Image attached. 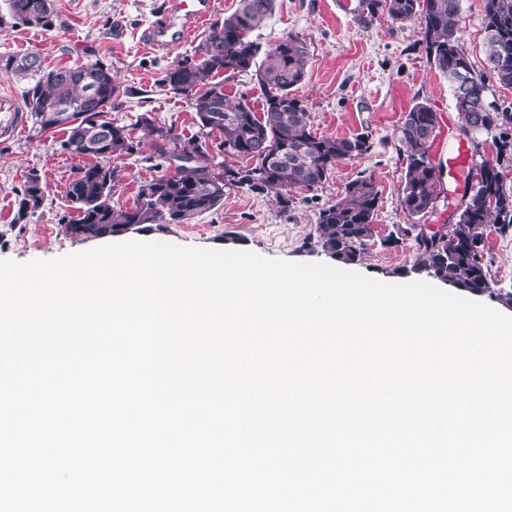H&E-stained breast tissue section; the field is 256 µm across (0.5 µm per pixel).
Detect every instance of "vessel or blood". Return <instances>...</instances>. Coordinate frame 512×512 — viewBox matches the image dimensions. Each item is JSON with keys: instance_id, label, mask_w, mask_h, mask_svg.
<instances>
[{"instance_id": "b4317fda", "label": "vessel or blood", "mask_w": 512, "mask_h": 512, "mask_svg": "<svg viewBox=\"0 0 512 512\" xmlns=\"http://www.w3.org/2000/svg\"><path fill=\"white\" fill-rule=\"evenodd\" d=\"M216 0H170L169 8L149 30L153 44L176 48L196 28L208 23ZM24 124V111L15 98H0V133L14 134Z\"/></svg>"}]
</instances>
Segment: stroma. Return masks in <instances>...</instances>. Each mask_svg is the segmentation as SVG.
I'll list each match as a JSON object with an SVG mask.
<instances>
[{"mask_svg":"<svg viewBox=\"0 0 512 512\" xmlns=\"http://www.w3.org/2000/svg\"><path fill=\"white\" fill-rule=\"evenodd\" d=\"M167 0H53L57 20L48 30L13 23L6 0H0V93L21 95L23 86L6 70L8 59L34 53L44 66H80L94 61L109 65L124 93L114 99L105 119L127 126L137 150L111 159L117 172L112 184L115 206H132L141 185L175 168L158 156L154 137L143 130L140 117L173 129L183 139H202V161L216 171L247 166L248 158L219 151V134L203 136L185 96L174 93L161 79L165 70L193 56L208 35V27L192 33L173 50L159 49L147 40L149 28L161 16ZM484 0H461L462 41L474 66L483 64ZM418 22L392 23L386 14L361 17L344 9L343 0H275L272 15L252 33L263 47L293 34L305 40L310 62L296 95L304 101L313 131L324 137L368 136L367 154L339 163L322 186L301 190L288 207L274 197L244 188L224 192L219 208L183 224H150L123 234V241H162L205 249L249 250L268 259L324 263L328 257L312 250L316 215L336 202L348 182L372 176L380 190L374 216L376 234L352 271L391 284L417 280L413 267L417 247L413 237L392 242L398 228L410 219L399 203L406 170V153L398 127L416 102L437 113L440 133L433 143L435 162L447 164L458 149L470 152L471 162L496 157L492 137L482 136L479 152L460 131L447 79L428 61ZM61 129L39 132L33 120L15 136L0 134V259L17 262L48 260L105 245L102 237L68 236L59 219L68 213L66 185L87 157L63 152ZM37 173L44 198L36 210H21L20 188L29 173ZM484 261L491 291L483 303L506 315L512 304L501 293L512 292V233L488 227Z\"/></svg>","mask_w":512,"mask_h":512,"instance_id":"35a3bbf8","label":"stroma"}]
</instances>
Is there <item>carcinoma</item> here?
Returning a JSON list of instances; mask_svg holds the SVG:
<instances>
[{
  "label": "carcinoma",
  "mask_w": 512,
  "mask_h": 512,
  "mask_svg": "<svg viewBox=\"0 0 512 512\" xmlns=\"http://www.w3.org/2000/svg\"><path fill=\"white\" fill-rule=\"evenodd\" d=\"M6 2L15 22L45 30L54 26L53 0ZM361 7L372 17L382 11L394 23L419 20L430 63L450 85L461 82V90H453L460 130L493 136L496 160L476 165L474 183L454 223L428 234L416 224L399 229L404 237L416 233V272L478 296L489 286L482 249L487 226L498 225L502 234L512 230V190L505 187L503 170V164L512 163V107L488 99L490 81L512 86V0H484V59L479 71L461 42V0H361ZM273 8V0H240L239 8L198 46L195 59L171 65L163 77L174 93L190 100L200 128L208 135L220 134L218 149L248 156L255 166L217 173L199 163L203 150L198 141L184 140L142 116L148 134L167 144L160 157L177 165L175 174L142 185L130 207L112 204L115 171L110 160L132 153L136 143L126 126L100 119L120 95L111 69L98 61L47 69L35 53L10 61L8 68L24 85L39 131L60 127L67 133L61 142L65 151L98 159L78 169L65 187L64 196L77 211L75 219H60L66 234L106 237L135 225L181 224L220 206L224 189L230 187L271 194L286 209L292 193L324 184L339 163L370 150L364 135L333 138L312 133L310 112L295 95L307 74L306 42L289 34L264 50L251 37ZM248 72L254 73L262 91L260 114L244 98L231 100L219 79L225 73ZM439 133L437 112L424 102L415 103L398 128L407 153L400 205L411 217L429 213L444 192L440 166L431 156ZM21 193L23 206L38 208L44 196L39 175L29 174ZM379 198L372 177L349 182L340 199L319 209L314 245L340 263L357 262L376 234L373 220Z\"/></svg>",
  "instance_id": "1"
}]
</instances>
